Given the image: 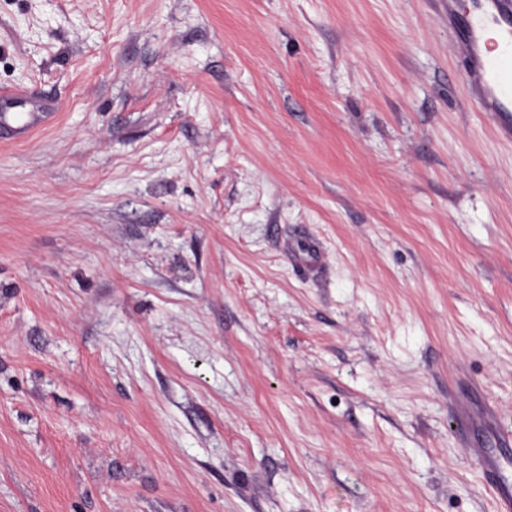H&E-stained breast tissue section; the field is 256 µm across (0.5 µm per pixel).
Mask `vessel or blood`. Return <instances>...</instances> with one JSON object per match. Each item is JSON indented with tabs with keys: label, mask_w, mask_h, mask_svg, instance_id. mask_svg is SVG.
I'll list each match as a JSON object with an SVG mask.
<instances>
[{
	"label": "vessel or blood",
	"mask_w": 512,
	"mask_h": 512,
	"mask_svg": "<svg viewBox=\"0 0 512 512\" xmlns=\"http://www.w3.org/2000/svg\"><path fill=\"white\" fill-rule=\"evenodd\" d=\"M442 3L455 52L466 64V99L474 111L486 114L500 138L512 142V0H470L465 14L459 13L458 0ZM490 29L500 46L493 55L486 50ZM53 111V103L31 98L26 91H0V128L12 138L25 140L44 129ZM481 466L496 512H512V461L485 449Z\"/></svg>",
	"instance_id": "obj_1"
}]
</instances>
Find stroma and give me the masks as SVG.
<instances>
[{"label":"stroma","instance_id":"obj_1","mask_svg":"<svg viewBox=\"0 0 512 512\" xmlns=\"http://www.w3.org/2000/svg\"><path fill=\"white\" fill-rule=\"evenodd\" d=\"M435 0H0V512H495L512 143ZM314 242L320 268L286 243ZM26 100V112H12V105ZM54 104L29 97L25 90L0 91V128L8 131L14 139L25 140L44 129L46 120L53 115Z\"/></svg>","mask_w":512,"mask_h":512}]
</instances>
